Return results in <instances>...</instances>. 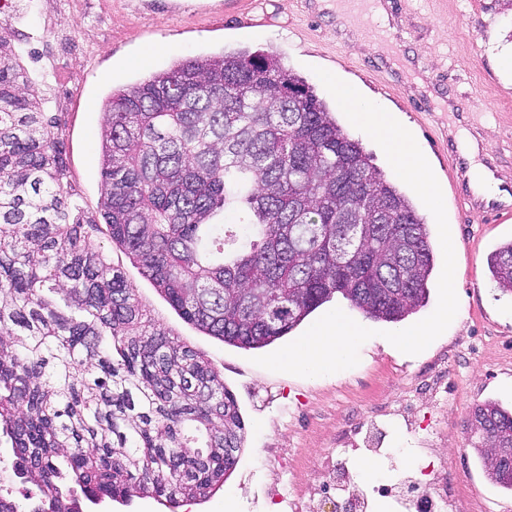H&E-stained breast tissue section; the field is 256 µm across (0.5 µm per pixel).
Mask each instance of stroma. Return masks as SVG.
I'll return each instance as SVG.
<instances>
[{
    "instance_id": "35a3bbf8",
    "label": "stroma",
    "mask_w": 512,
    "mask_h": 512,
    "mask_svg": "<svg viewBox=\"0 0 512 512\" xmlns=\"http://www.w3.org/2000/svg\"><path fill=\"white\" fill-rule=\"evenodd\" d=\"M68 12L56 0L33 9L7 0L8 34L38 90L44 112L56 117L58 149L68 190L88 220H99L101 123L112 91L174 61L226 50L276 55L312 85L328 106L336 101L315 73L326 69L385 108L415 137L443 193L456 257L458 317L423 352L408 356L385 339L391 323L377 321L335 296L315 310L340 308L375 330L353 368L319 377L273 372L255 365L268 348L241 349L185 323L113 246L99 239L143 305L190 346L202 351L224 377L245 423L235 471L220 491L183 501L177 512H289L269 466L292 448L332 450L350 465L366 457L341 441L385 406L408 401L411 421L384 417L377 440L378 476L351 493L367 498L370 512H395L383 486L412 477L421 493L434 480L425 464L424 440L448 451V467L472 496L471 512H512V492L492 483L472 449L466 424L486 401L512 409V294L490 277L486 257L512 239V219L490 222L457 203L451 188L448 146L466 134L481 147L478 160L512 181V10L492 0H383L391 16L387 39L401 54L373 49L374 32L354 31L321 9L318 0H79Z\"/></svg>"
}]
</instances>
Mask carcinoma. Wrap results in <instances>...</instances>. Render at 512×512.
Returning <instances> with one entry per match:
<instances>
[{
  "mask_svg": "<svg viewBox=\"0 0 512 512\" xmlns=\"http://www.w3.org/2000/svg\"><path fill=\"white\" fill-rule=\"evenodd\" d=\"M16 56L0 35V439L39 494L0 495V512H84L76 486L93 505L206 497L242 448L236 400L68 200L55 118ZM101 162L112 244L208 336L263 348L337 294L390 323L425 306L427 224L272 54L186 59L112 92ZM487 265L512 293V240ZM469 435L483 459L512 448V412L478 406Z\"/></svg>",
  "mask_w": 512,
  "mask_h": 512,
  "instance_id": "cac0c4a2",
  "label": "carcinoma"
}]
</instances>
